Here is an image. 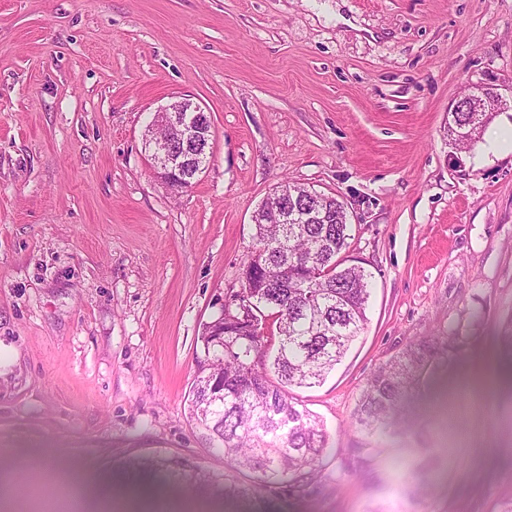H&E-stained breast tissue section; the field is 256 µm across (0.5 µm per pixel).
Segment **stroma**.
I'll return each mask as SVG.
<instances>
[{
  "mask_svg": "<svg viewBox=\"0 0 512 512\" xmlns=\"http://www.w3.org/2000/svg\"><path fill=\"white\" fill-rule=\"evenodd\" d=\"M512 84V0H0V473L26 512L69 501L64 473L110 483L130 512V457L220 473L188 418L203 323L239 291L252 215L299 184L344 201V265L371 276L367 321L317 386L295 389L336 455L385 465L273 499L264 512H495L512 499V108L471 145L443 127L470 85ZM187 95L211 115L190 187L157 177L143 140ZM437 337L393 433L351 426L368 375ZM220 486L170 482L146 512H224Z\"/></svg>",
  "mask_w": 512,
  "mask_h": 512,
  "instance_id": "35a3bbf8",
  "label": "stroma"
}]
</instances>
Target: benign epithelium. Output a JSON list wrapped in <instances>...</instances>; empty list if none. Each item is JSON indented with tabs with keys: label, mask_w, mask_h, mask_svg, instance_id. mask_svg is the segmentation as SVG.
Instances as JSON below:
<instances>
[{
	"label": "benign epithelium",
	"mask_w": 512,
	"mask_h": 512,
	"mask_svg": "<svg viewBox=\"0 0 512 512\" xmlns=\"http://www.w3.org/2000/svg\"><path fill=\"white\" fill-rule=\"evenodd\" d=\"M473 111L495 114L512 103V85H479L470 92ZM209 121L206 109L181 97L155 113L145 143L155 173L175 189L192 183L190 175L204 163L210 150V135L202 131Z\"/></svg>",
	"instance_id": "1"
}]
</instances>
